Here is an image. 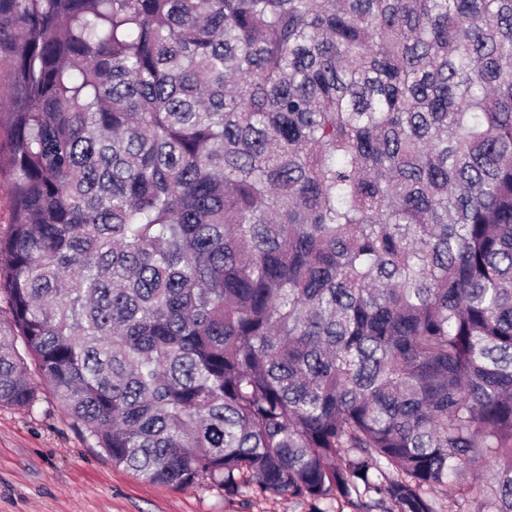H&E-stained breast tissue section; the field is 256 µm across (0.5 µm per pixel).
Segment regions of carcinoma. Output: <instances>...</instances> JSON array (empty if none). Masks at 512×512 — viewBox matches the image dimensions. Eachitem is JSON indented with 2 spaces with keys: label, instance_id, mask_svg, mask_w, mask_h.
<instances>
[{
  "label": "carcinoma",
  "instance_id": "carcinoma-1",
  "mask_svg": "<svg viewBox=\"0 0 512 512\" xmlns=\"http://www.w3.org/2000/svg\"><path fill=\"white\" fill-rule=\"evenodd\" d=\"M0 94V407L229 503L512 512V0H0ZM11 183L6 175L0 176V236L10 232Z\"/></svg>",
  "mask_w": 512,
  "mask_h": 512
}]
</instances>
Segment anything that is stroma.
Here are the masks:
<instances>
[{"label": "stroma", "instance_id": "35a3bbf8", "mask_svg": "<svg viewBox=\"0 0 512 512\" xmlns=\"http://www.w3.org/2000/svg\"><path fill=\"white\" fill-rule=\"evenodd\" d=\"M0 512H310L285 494L149 483L90 447L49 390L30 410L0 407Z\"/></svg>", "mask_w": 512, "mask_h": 512}]
</instances>
